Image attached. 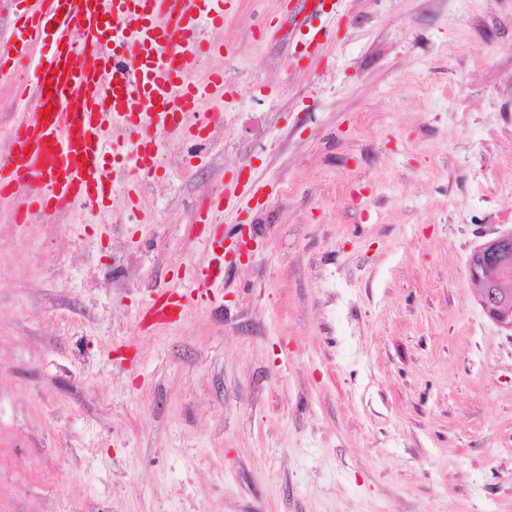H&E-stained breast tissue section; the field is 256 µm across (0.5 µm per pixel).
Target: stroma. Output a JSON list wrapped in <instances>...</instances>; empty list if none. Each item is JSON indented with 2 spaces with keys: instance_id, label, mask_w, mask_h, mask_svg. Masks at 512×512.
<instances>
[{
  "instance_id": "obj_1",
  "label": "stroma",
  "mask_w": 512,
  "mask_h": 512,
  "mask_svg": "<svg viewBox=\"0 0 512 512\" xmlns=\"http://www.w3.org/2000/svg\"><path fill=\"white\" fill-rule=\"evenodd\" d=\"M286 3L204 25L230 145L166 148L143 213L0 203V512H512V330L468 271L512 232V0H305L311 57ZM238 182L249 254L143 330ZM238 197L236 187H234L233 191L228 192L225 197L221 194L203 204L196 211L191 224H200V234L206 229H211L210 246L215 258L207 266L194 270L197 287L192 293L180 294L170 290L158 291L143 312L141 325L144 329L152 331L175 323L184 317L189 309L199 307L207 299L208 290L206 288H208L212 279L211 263L216 261L215 267L219 269L220 261L224 260V234L219 231L218 227H215L216 225L212 224H222L221 218L224 214V207L234 203ZM217 249L222 252L221 255H218Z\"/></svg>"
}]
</instances>
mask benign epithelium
<instances>
[{"label": "benign epithelium", "instance_id": "1", "mask_svg": "<svg viewBox=\"0 0 512 512\" xmlns=\"http://www.w3.org/2000/svg\"><path fill=\"white\" fill-rule=\"evenodd\" d=\"M512 247V232L500 235L476 251L469 263V275L480 286L478 300L484 312L498 324L512 329V295L500 284L506 281V270L500 256Z\"/></svg>", "mask_w": 512, "mask_h": 512}]
</instances>
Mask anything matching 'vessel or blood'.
I'll list each match as a JSON object with an SVG mask.
<instances>
[{
	"instance_id": "vessel-or-blood-1",
	"label": "vessel or blood",
	"mask_w": 512,
	"mask_h": 512,
	"mask_svg": "<svg viewBox=\"0 0 512 512\" xmlns=\"http://www.w3.org/2000/svg\"><path fill=\"white\" fill-rule=\"evenodd\" d=\"M232 0H9L17 7L14 39L0 47V77L13 55L48 45L37 80L21 88L29 111L17 113L0 151V198L14 222L33 214L48 218L83 206L110 224L117 179L158 173L160 138L195 140L189 119L206 98L227 93L223 69L199 80L197 62L223 56L221 44L204 43L202 19L223 18ZM112 15V37L101 19ZM50 118H42V110ZM236 192L209 200L193 223L210 233V246L224 247L218 225ZM189 294L157 292L141 325L155 330L180 320L207 298L210 267L195 269Z\"/></svg>"
}]
</instances>
